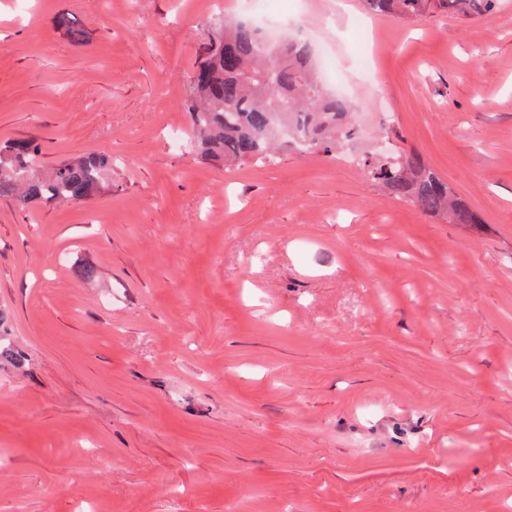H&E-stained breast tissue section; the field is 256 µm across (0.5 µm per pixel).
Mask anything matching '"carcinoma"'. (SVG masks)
Segmentation results:
<instances>
[{
	"label": "carcinoma",
	"instance_id": "1",
	"mask_svg": "<svg viewBox=\"0 0 512 512\" xmlns=\"http://www.w3.org/2000/svg\"><path fill=\"white\" fill-rule=\"evenodd\" d=\"M373 16L406 21L446 13L467 18L496 13L500 0H359ZM56 27L74 39L86 32L68 13ZM312 48L287 39L280 45L243 23L224 21L201 45L192 76L189 122L200 155L226 164L263 158L279 139L308 152H329L356 135L346 122L350 105L326 92L309 64ZM40 145L32 139L0 143V197L23 208L68 203L112 193V154H75L52 171L39 165ZM366 176L430 217L463 224L481 234L490 225L469 200L419 155L399 152L367 164Z\"/></svg>",
	"mask_w": 512,
	"mask_h": 512
}]
</instances>
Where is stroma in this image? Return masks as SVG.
<instances>
[{
  "label": "stroma",
  "instance_id": "35a3bbf8",
  "mask_svg": "<svg viewBox=\"0 0 512 512\" xmlns=\"http://www.w3.org/2000/svg\"><path fill=\"white\" fill-rule=\"evenodd\" d=\"M246 3L0 0V140L115 159L111 194L0 200V512H512V0ZM226 16L329 52L370 131L199 160L189 88ZM384 140L492 232L347 162ZM360 9L373 16H394L406 21L446 13L467 18L496 13L502 0H358Z\"/></svg>",
  "mask_w": 512,
  "mask_h": 512
}]
</instances>
